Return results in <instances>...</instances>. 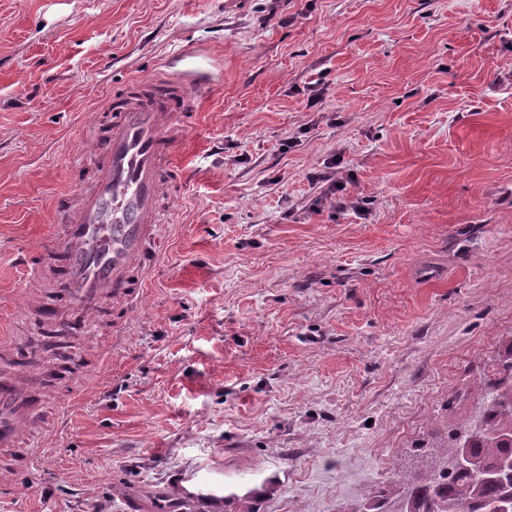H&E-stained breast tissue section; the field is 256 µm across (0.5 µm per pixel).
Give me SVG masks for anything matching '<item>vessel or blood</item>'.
<instances>
[{"label": "vessel or blood", "instance_id": "obj_1", "mask_svg": "<svg viewBox=\"0 0 512 512\" xmlns=\"http://www.w3.org/2000/svg\"><path fill=\"white\" fill-rule=\"evenodd\" d=\"M91 152L97 160L78 194L55 202L56 234L40 249L38 272L50 295L30 293L28 307L46 329L98 324L104 303L139 296L159 255L164 192L196 110L193 83L156 73L114 93ZM17 350L0 336V488L20 497L36 454L28 445L47 434L42 398L15 372ZM56 380L80 384L86 368L76 361L47 365Z\"/></svg>", "mask_w": 512, "mask_h": 512}]
</instances>
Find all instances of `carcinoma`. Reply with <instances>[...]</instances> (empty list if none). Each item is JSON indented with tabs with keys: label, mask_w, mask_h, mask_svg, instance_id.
Masks as SVG:
<instances>
[{
	"label": "carcinoma",
	"mask_w": 512,
	"mask_h": 512,
	"mask_svg": "<svg viewBox=\"0 0 512 512\" xmlns=\"http://www.w3.org/2000/svg\"><path fill=\"white\" fill-rule=\"evenodd\" d=\"M476 386L486 400L480 425L448 426L442 457L429 470L398 475L405 489L400 506L387 509L379 487L372 512H512V479L500 473L512 460V336L499 340L494 365Z\"/></svg>",
	"instance_id": "obj_1"
}]
</instances>
